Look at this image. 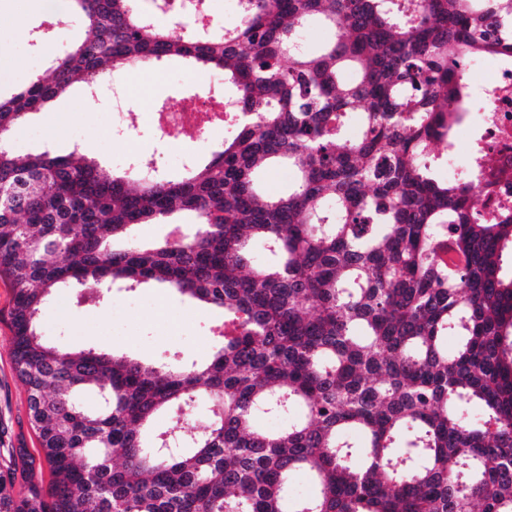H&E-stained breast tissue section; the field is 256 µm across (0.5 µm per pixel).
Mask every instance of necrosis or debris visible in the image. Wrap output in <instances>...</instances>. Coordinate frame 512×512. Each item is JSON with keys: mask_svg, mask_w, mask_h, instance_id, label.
Instances as JSON below:
<instances>
[{"mask_svg": "<svg viewBox=\"0 0 512 512\" xmlns=\"http://www.w3.org/2000/svg\"><path fill=\"white\" fill-rule=\"evenodd\" d=\"M474 78L472 90L482 101L479 110L468 113L456 134L468 144L466 159L449 154L446 170L451 175L472 173L481 181L482 199L487 204V217L512 212V60L507 58H472L466 64ZM131 97L125 85H118L115 95L112 133L127 141H135L140 124L155 125L159 143L169 146L179 141L182 132L199 124L210 129L236 121L231 112H215L209 119L194 121L189 112L152 110L139 115L138 122L127 119Z\"/></svg>", "mask_w": 512, "mask_h": 512, "instance_id": "4bbe7bcc", "label": "necrosis or debris"}]
</instances>
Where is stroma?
Segmentation results:
<instances>
[{
  "label": "stroma",
  "instance_id": "35a3bbf8",
  "mask_svg": "<svg viewBox=\"0 0 512 512\" xmlns=\"http://www.w3.org/2000/svg\"><path fill=\"white\" fill-rule=\"evenodd\" d=\"M84 25L72 11L70 0H0V88L11 90L48 68L72 41L83 37ZM211 70L171 58L151 64L149 71H132L125 78L134 103L157 101L181 109L190 108L197 83L207 81ZM111 82L96 95L81 87L67 90L44 110L30 115L11 132V145L24 155L47 150L55 155L79 152L99 161L111 174L127 170L130 150L156 155L171 178L183 172L180 153L210 157L233 126L187 137L182 144L155 154L156 130L142 126L136 144L112 136ZM14 287L0 278V461L12 448L37 452L38 439L30 425L27 392L12 360L8 313ZM223 322L219 312L162 286L133 291L113 290L102 303H77L73 295L54 293L42 320V333L62 348L78 351L99 345L142 361L175 355L207 360L216 350Z\"/></svg>",
  "mask_w": 512,
  "mask_h": 512
}]
</instances>
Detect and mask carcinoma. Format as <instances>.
<instances>
[{
    "label": "carcinoma",
    "mask_w": 512,
    "mask_h": 512,
    "mask_svg": "<svg viewBox=\"0 0 512 512\" xmlns=\"http://www.w3.org/2000/svg\"><path fill=\"white\" fill-rule=\"evenodd\" d=\"M72 2L85 36L0 92V277L52 475L43 488L10 449L0 512H512V214L486 219L437 151L470 111L464 59L512 57V0H246L220 36L150 23L136 0ZM309 18L333 31L317 51ZM170 58L223 71L247 115L186 177L9 144L73 84L91 95L109 70ZM272 164L296 176L286 195L256 186ZM182 211L189 237H127ZM153 283L222 311L208 363L72 353L41 332L56 290L98 303ZM200 398L202 430L183 416ZM297 472L314 491L291 502Z\"/></svg>",
    "instance_id": "cac0c4a2"
}]
</instances>
